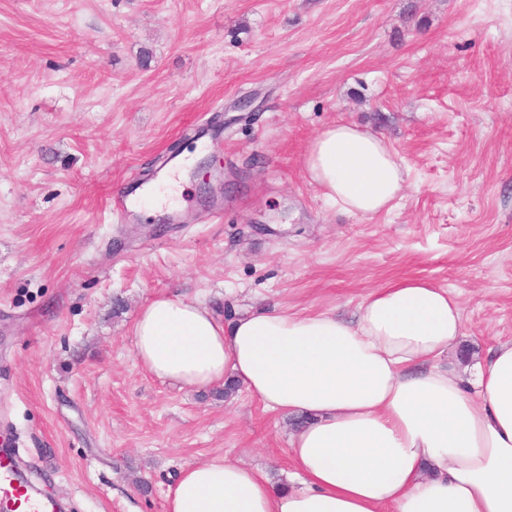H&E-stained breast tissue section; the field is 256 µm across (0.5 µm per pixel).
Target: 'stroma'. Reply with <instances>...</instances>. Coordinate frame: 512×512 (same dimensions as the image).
I'll list each match as a JSON object with an SVG mask.
<instances>
[{"instance_id": "stroma-1", "label": "stroma", "mask_w": 512, "mask_h": 512, "mask_svg": "<svg viewBox=\"0 0 512 512\" xmlns=\"http://www.w3.org/2000/svg\"><path fill=\"white\" fill-rule=\"evenodd\" d=\"M334 123L404 160L389 210L340 214L307 179ZM184 152L224 195L113 221ZM403 278L460 303L449 371L512 341V0H0V435L68 512H166L223 455L288 480V419L139 366L152 299L350 319Z\"/></svg>"}]
</instances>
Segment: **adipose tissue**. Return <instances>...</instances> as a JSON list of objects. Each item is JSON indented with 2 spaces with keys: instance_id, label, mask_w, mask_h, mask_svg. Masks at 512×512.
I'll use <instances>...</instances> for the list:
<instances>
[{
  "instance_id": "ef3b65f1",
  "label": "adipose tissue",
  "mask_w": 512,
  "mask_h": 512,
  "mask_svg": "<svg viewBox=\"0 0 512 512\" xmlns=\"http://www.w3.org/2000/svg\"><path fill=\"white\" fill-rule=\"evenodd\" d=\"M304 170L349 216L405 188L386 137L348 123L312 140ZM462 330L456 297L424 279L372 290L352 320L261 306L225 322L154 298L133 329L145 371L198 390L232 380L307 419L288 440L293 482L222 457L183 469L167 512H512V342L454 376L443 358Z\"/></svg>"
}]
</instances>
